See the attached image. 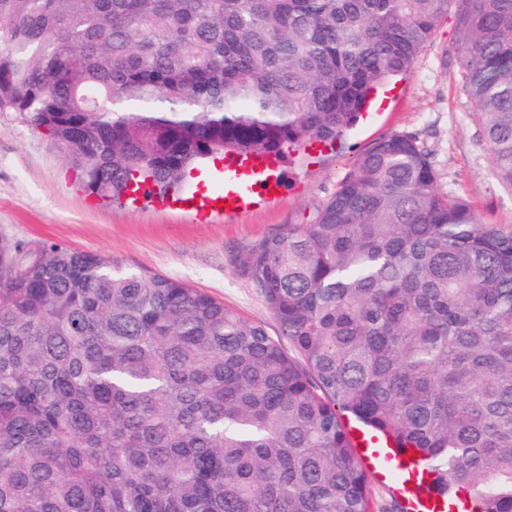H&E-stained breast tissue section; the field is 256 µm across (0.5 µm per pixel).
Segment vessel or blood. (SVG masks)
<instances>
[{
    "instance_id": "b4317fda",
    "label": "vessel or blood",
    "mask_w": 512,
    "mask_h": 512,
    "mask_svg": "<svg viewBox=\"0 0 512 512\" xmlns=\"http://www.w3.org/2000/svg\"><path fill=\"white\" fill-rule=\"evenodd\" d=\"M280 162V155L274 152L225 153L223 167L214 174L220 189L169 200L165 206L202 219L219 214L228 219L247 215L283 197L285 186L276 175ZM348 436L360 463L377 470L407 512H471L469 498L456 502L431 491L434 476L415 449H398L387 436L362 427L351 428Z\"/></svg>"
}]
</instances>
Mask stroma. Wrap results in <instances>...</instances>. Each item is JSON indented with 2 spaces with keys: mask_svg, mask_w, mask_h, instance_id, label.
Listing matches in <instances>:
<instances>
[{
  "mask_svg": "<svg viewBox=\"0 0 512 512\" xmlns=\"http://www.w3.org/2000/svg\"><path fill=\"white\" fill-rule=\"evenodd\" d=\"M454 15L438 22L398 95L368 124H357L327 153H284V196L248 215L198 223L149 205L99 202L82 186L59 145L15 113H0V237L25 246L56 242L101 255L118 271L180 278L207 291L242 319L278 336L264 299L238 274L242 246L309 221L359 155L391 134L416 138L442 192L465 201L485 224L512 231V185L492 161L463 84Z\"/></svg>",
  "mask_w": 512,
  "mask_h": 512,
  "instance_id": "35a3bbf8",
  "label": "stroma"
}]
</instances>
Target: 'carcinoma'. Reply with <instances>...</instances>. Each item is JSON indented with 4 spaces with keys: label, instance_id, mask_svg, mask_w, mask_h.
I'll return each instance as SVG.
<instances>
[{
    "label": "carcinoma",
    "instance_id": "cac0c4a2",
    "mask_svg": "<svg viewBox=\"0 0 512 512\" xmlns=\"http://www.w3.org/2000/svg\"><path fill=\"white\" fill-rule=\"evenodd\" d=\"M450 9L512 185V0H0V113L97 198L164 196L226 151L337 141ZM235 263L300 359L181 279L0 237V512H368L347 415L512 512V233L415 138Z\"/></svg>",
    "mask_w": 512,
    "mask_h": 512
}]
</instances>
